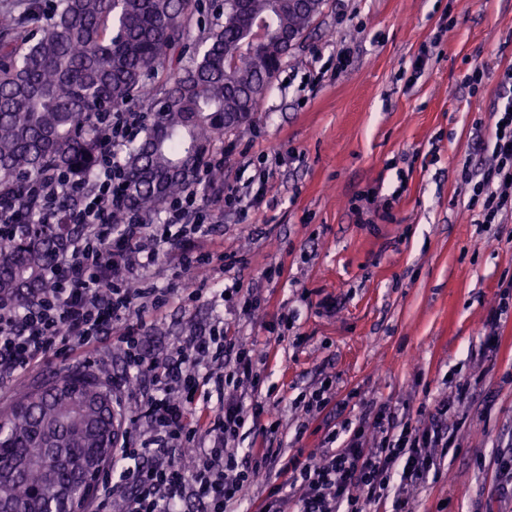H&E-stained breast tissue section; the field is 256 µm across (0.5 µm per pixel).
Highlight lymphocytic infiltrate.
I'll return each instance as SVG.
<instances>
[{"mask_svg": "<svg viewBox=\"0 0 512 512\" xmlns=\"http://www.w3.org/2000/svg\"><path fill=\"white\" fill-rule=\"evenodd\" d=\"M493 162L463 169L472 185L470 209L482 224L512 212V99L494 112ZM144 127L139 112L100 113L96 130L103 155L95 189L54 174L26 192L38 208L30 223L71 229L49 268L48 286L24 307L0 305V383L20 378L39 359L67 357L80 348L116 339L124 358L123 380L149 378V389L118 393L112 409L124 421L112 450L115 465L104 474L89 512H182L187 496L205 512H238L258 479H265L256 512H371L392 500L393 512L409 504L430 474L439 473L455 438L446 426L450 406L441 401L426 424L371 406L358 419L343 418L332 403V385L312 391L306 409L340 418L318 451L271 447L279 428L258 390L255 347L218 326L173 343L166 356L145 348L137 316L164 307L168 290L149 286L159 259L172 257L187 275L207 269L191 257V238L208 234L221 208L203 211L197 190L171 198L163 217L145 223L130 212L120 228L110 217L122 199L120 155ZM248 447H241L245 434ZM189 457L179 466L174 450Z\"/></svg>", "mask_w": 512, "mask_h": 512, "instance_id": "obj_1", "label": "lymphocytic infiltrate"}]
</instances>
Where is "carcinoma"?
I'll use <instances>...</instances> for the list:
<instances>
[{
  "mask_svg": "<svg viewBox=\"0 0 512 512\" xmlns=\"http://www.w3.org/2000/svg\"><path fill=\"white\" fill-rule=\"evenodd\" d=\"M324 0H224L220 20L188 40L197 0H55L50 22L38 0H18L0 12V205L31 208L23 179L68 169L92 186L100 145L96 112L136 106L149 116L141 140L125 159L124 206L149 216L193 188L209 167L222 134L250 126L282 67L281 37L302 38L321 15ZM254 25L269 44L248 50ZM0 301L21 306L28 291L47 285L48 266L65 246L52 224H1ZM109 370H63L0 407V466L33 464L0 497L15 512H43L58 487L86 498L83 478L112 461L118 418ZM57 440L69 459L52 463Z\"/></svg>",
  "mask_w": 512,
  "mask_h": 512,
  "instance_id": "1",
  "label": "carcinoma"
}]
</instances>
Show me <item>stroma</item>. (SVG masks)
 I'll return each instance as SVG.
<instances>
[{
  "label": "stroma",
  "instance_id": "1",
  "mask_svg": "<svg viewBox=\"0 0 512 512\" xmlns=\"http://www.w3.org/2000/svg\"><path fill=\"white\" fill-rule=\"evenodd\" d=\"M475 69L484 78L472 87L465 76ZM509 69L512 0H325L253 125L216 145L229 187L246 189L268 156L281 164L246 222L225 207L223 224L200 240L214 257L210 293L186 302L193 280L157 266L155 285L176 296L146 318L153 352L219 320L257 343L268 355L262 388L281 421L277 448L320 447L330 420L307 415L298 399L327 376L349 418L370 401L414 414L454 400L458 446L414 512H512L491 466L512 450V297L502 296L512 214L477 223L461 181L464 165L489 157ZM274 267L281 276L269 277ZM232 285L257 292L260 308L227 317L219 291ZM498 308L502 343L488 351L486 320ZM89 359L122 369L109 341L65 362L45 358L0 387V407Z\"/></svg>",
  "mask_w": 512,
  "mask_h": 512
}]
</instances>
